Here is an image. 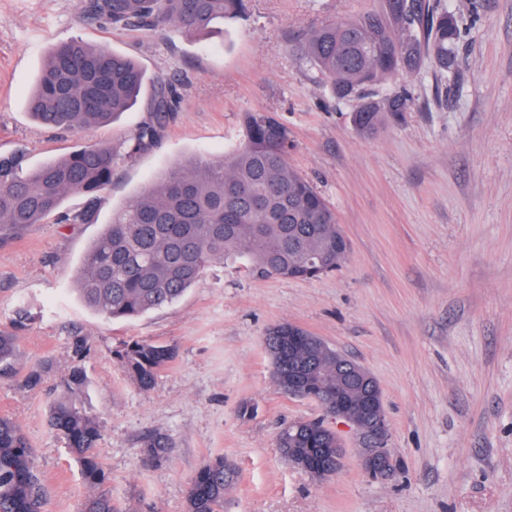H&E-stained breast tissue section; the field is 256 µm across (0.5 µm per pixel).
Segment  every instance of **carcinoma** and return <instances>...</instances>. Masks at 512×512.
<instances>
[{"label": "carcinoma", "mask_w": 512, "mask_h": 512, "mask_svg": "<svg viewBox=\"0 0 512 512\" xmlns=\"http://www.w3.org/2000/svg\"><path fill=\"white\" fill-rule=\"evenodd\" d=\"M246 0H81L80 17L115 26L161 33L175 27L204 36L219 21L246 16ZM460 39L455 12L431 0H383L375 10L312 28L296 53L313 63L340 97L361 100L353 121L363 135L386 124L389 114L410 110L411 99L396 95L369 99L373 85L399 70L416 72L429 59L441 73L457 68ZM146 82L145 71L107 46L72 40L50 48L35 91L27 101L31 117L49 127L89 129L111 123L129 111ZM147 105L150 119L124 143L81 148L69 156L28 167L26 156H0V245L24 236L62 207L69 195L82 206L65 215L69 223L98 221L100 192L112 183L117 161L132 160L158 147L177 112L179 93L173 82L156 76ZM244 139L219 158L194 156L172 164L121 207L85 250L73 272L75 292L88 309L107 320H134L173 307L211 265L241 262L257 278L284 276L312 279L340 269L347 253L336 251V215L317 188L290 167L288 127L267 110L241 117ZM33 316L19 307L12 326L0 330V376L15 371L16 332ZM318 349L304 348L285 360L307 368L302 385L319 395L336 389L341 353L314 336ZM114 358L144 390L175 358L173 347L132 340ZM46 367H31L24 386L35 389ZM88 385L74 365L60 379L61 393L50 408L49 425L66 441L85 483L104 479L93 448L101 436L97 417L81 403ZM282 454L289 448L336 447V433L322 421H299L277 437ZM172 439L155 432L143 442L148 463L167 458ZM33 451L21 427L0 416V512H45L46 489L35 470ZM233 464L218 455L196 472L186 491V512H224V497L235 484ZM82 512H118L112 498L91 493Z\"/></svg>", "instance_id": "obj_1"}]
</instances>
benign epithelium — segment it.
<instances>
[{"label":"benign epithelium","mask_w":512,"mask_h":512,"mask_svg":"<svg viewBox=\"0 0 512 512\" xmlns=\"http://www.w3.org/2000/svg\"><path fill=\"white\" fill-rule=\"evenodd\" d=\"M349 386H358L365 393V400L357 404L363 416L360 422L347 414L351 405L346 393ZM319 403L327 416L350 425L362 438L361 464L369 476L376 479L393 476L400 464L386 448L387 420L380 404L379 386L370 372L352 361L337 364L336 391L323 396Z\"/></svg>","instance_id":"1"}]
</instances>
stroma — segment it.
I'll return each instance as SVG.
<instances>
[{
    "label": "stroma",
    "mask_w": 512,
    "mask_h": 512,
    "mask_svg": "<svg viewBox=\"0 0 512 512\" xmlns=\"http://www.w3.org/2000/svg\"><path fill=\"white\" fill-rule=\"evenodd\" d=\"M439 3L462 20L457 72L442 76L427 61L373 86V99L405 88L414 104L366 136L353 125L354 101L334 97L294 47L313 26L380 0H249L246 17L202 40L87 23L79 0H0L1 156L21 150L35 167L83 146H120L148 121L142 101L89 130L30 117L45 52L71 38L176 79L180 94L161 146L119 161L97 223L52 218L0 247V329L18 307L34 316L19 333L16 375L0 378V416L29 440L47 512H79L89 493L48 421L77 363L101 426L98 490L120 512H186L191 478L217 455L238 471L224 512H512V0ZM261 109L287 125L289 164L334 210L349 243L341 269L302 281L216 263L172 308L116 322L88 310L72 271L113 210L173 161L223 156L241 137L242 114ZM281 323L377 379L401 474L367 475L360 439L341 423L346 460L335 475L314 478L281 455L283 426L323 416L272 380L264 337ZM132 339L176 349L146 391L113 356ZM40 362L50 365L44 383L26 388L22 372ZM246 405L254 414H242ZM155 431L175 449L147 465L142 442Z\"/></svg>",
    "instance_id": "1"
}]
</instances>
